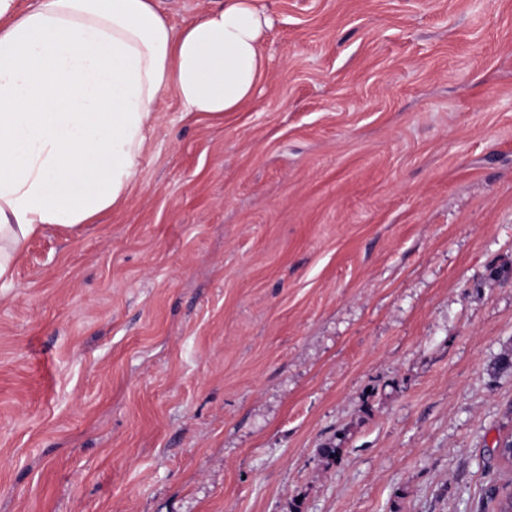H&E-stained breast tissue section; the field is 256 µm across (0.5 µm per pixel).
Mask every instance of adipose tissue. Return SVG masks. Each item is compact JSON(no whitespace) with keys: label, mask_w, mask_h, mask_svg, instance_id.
Returning a JSON list of instances; mask_svg holds the SVG:
<instances>
[{"label":"adipose tissue","mask_w":512,"mask_h":512,"mask_svg":"<svg viewBox=\"0 0 512 512\" xmlns=\"http://www.w3.org/2000/svg\"><path fill=\"white\" fill-rule=\"evenodd\" d=\"M270 27L256 0L180 29L156 0H0V288L28 239L125 201L168 92L188 116L250 102Z\"/></svg>","instance_id":"1"}]
</instances>
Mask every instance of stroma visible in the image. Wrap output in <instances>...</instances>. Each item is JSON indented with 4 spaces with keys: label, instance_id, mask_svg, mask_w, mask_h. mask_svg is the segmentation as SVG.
Segmentation results:
<instances>
[{
    "label": "stroma",
    "instance_id": "35a3bbf8",
    "mask_svg": "<svg viewBox=\"0 0 512 512\" xmlns=\"http://www.w3.org/2000/svg\"><path fill=\"white\" fill-rule=\"evenodd\" d=\"M258 5L254 99L167 94L125 203L26 242L0 512H492L512 0Z\"/></svg>",
    "mask_w": 512,
    "mask_h": 512
}]
</instances>
